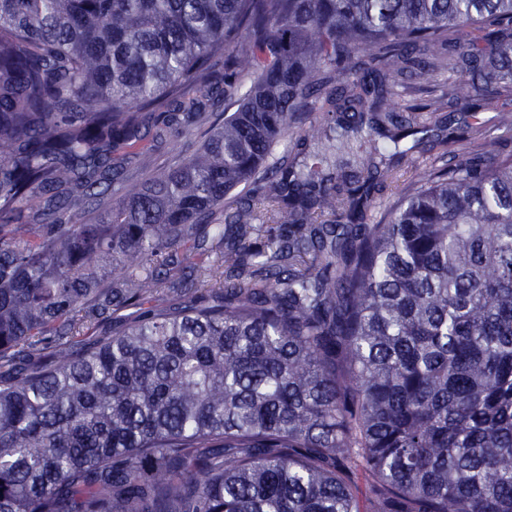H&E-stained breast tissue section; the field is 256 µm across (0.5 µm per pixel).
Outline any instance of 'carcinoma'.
Masks as SVG:
<instances>
[{
	"mask_svg": "<svg viewBox=\"0 0 512 512\" xmlns=\"http://www.w3.org/2000/svg\"><path fill=\"white\" fill-rule=\"evenodd\" d=\"M510 29L512 0H0V512H363L358 472L369 512H512V154L362 224L380 147L310 150L368 110L404 156L425 107L371 64L477 74L511 129ZM147 118L206 139L156 169ZM258 220L305 233L256 250Z\"/></svg>",
	"mask_w": 512,
	"mask_h": 512,
	"instance_id": "obj_1",
	"label": "carcinoma"
}]
</instances>
